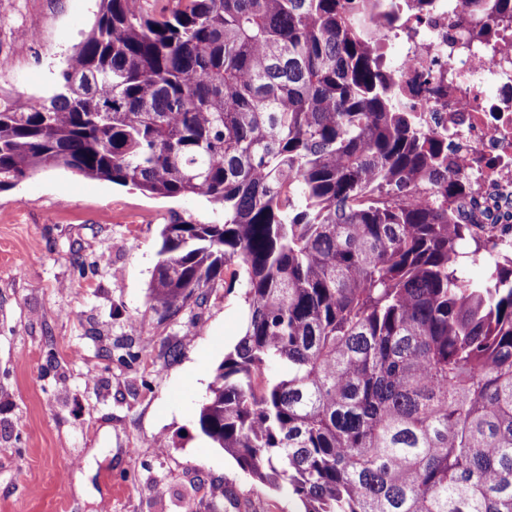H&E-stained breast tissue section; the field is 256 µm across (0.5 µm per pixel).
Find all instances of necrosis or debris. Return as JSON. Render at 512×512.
Returning <instances> with one entry per match:
<instances>
[{
    "label": "necrosis or debris",
    "instance_id": "4bbe7bcc",
    "mask_svg": "<svg viewBox=\"0 0 512 512\" xmlns=\"http://www.w3.org/2000/svg\"><path fill=\"white\" fill-rule=\"evenodd\" d=\"M388 39L402 45L397 86L448 140V169L464 187L449 210L476 212L512 198V16L486 27L465 0H434Z\"/></svg>",
    "mask_w": 512,
    "mask_h": 512
}]
</instances>
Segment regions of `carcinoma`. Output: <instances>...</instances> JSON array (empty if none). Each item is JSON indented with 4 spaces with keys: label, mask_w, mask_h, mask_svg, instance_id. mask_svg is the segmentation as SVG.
<instances>
[{
    "label": "carcinoma",
    "mask_w": 512,
    "mask_h": 512,
    "mask_svg": "<svg viewBox=\"0 0 512 512\" xmlns=\"http://www.w3.org/2000/svg\"><path fill=\"white\" fill-rule=\"evenodd\" d=\"M395 2L100 0L49 96L0 98V190L56 167L220 212L163 225L151 297L243 278L197 426L302 512H512V257L451 223L448 143L381 52Z\"/></svg>",
    "instance_id": "1"
}]
</instances>
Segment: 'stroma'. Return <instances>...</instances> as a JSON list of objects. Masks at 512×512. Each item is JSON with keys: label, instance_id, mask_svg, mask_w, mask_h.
Instances as JSON below:
<instances>
[{"label": "stroma", "instance_id": "stroma-1", "mask_svg": "<svg viewBox=\"0 0 512 512\" xmlns=\"http://www.w3.org/2000/svg\"><path fill=\"white\" fill-rule=\"evenodd\" d=\"M98 8L0 0V97L48 96ZM174 213L215 219L199 197L57 168L0 190V512H209L227 489L224 512H295L196 427L247 305L229 281L159 321L149 286Z\"/></svg>", "mask_w": 512, "mask_h": 512}]
</instances>
